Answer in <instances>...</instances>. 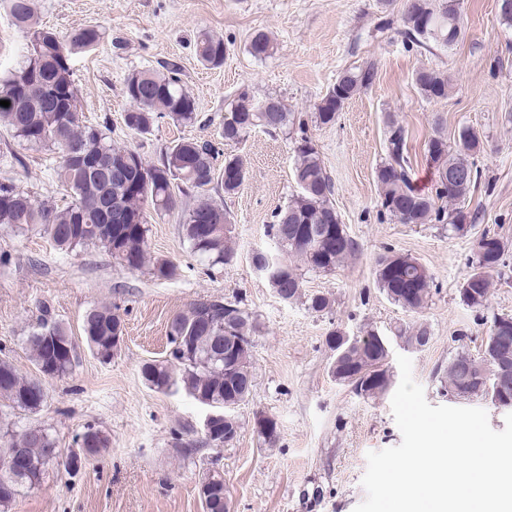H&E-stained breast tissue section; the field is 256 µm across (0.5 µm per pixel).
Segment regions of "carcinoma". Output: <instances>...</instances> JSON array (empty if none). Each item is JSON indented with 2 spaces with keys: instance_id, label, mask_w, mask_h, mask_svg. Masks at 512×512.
Wrapping results in <instances>:
<instances>
[{
  "instance_id": "cac0c4a2",
  "label": "carcinoma",
  "mask_w": 512,
  "mask_h": 512,
  "mask_svg": "<svg viewBox=\"0 0 512 512\" xmlns=\"http://www.w3.org/2000/svg\"><path fill=\"white\" fill-rule=\"evenodd\" d=\"M7 5L24 35L26 50L16 67L0 75V100L10 102L7 107L0 106V124L25 149L57 155L54 173L69 201L60 206L11 182H0V225L18 230L38 225L60 250L100 246L128 269L138 270L147 262L149 212L161 215L173 209L177 190L186 197L181 228L191 250L212 268L229 264L234 258L230 220L222 202L210 191L236 194L248 174L244 158L227 155L218 169L219 150L211 142L181 139L164 147L157 163L147 164L136 149L115 144L107 126L85 120L73 80V56L97 47L105 39L102 27L86 25L63 36L40 23L33 0H7ZM401 22L405 35L417 45L433 42L449 47L462 35L461 11L449 9L448 0H405ZM273 49V40L264 32L254 34L248 45L249 53L258 59L270 56ZM227 52L224 38L208 32L198 36L196 54L202 64L219 67ZM374 79L372 64L339 74L316 104L314 122L334 124L345 104L367 90ZM414 80L426 99L448 98L447 76L421 68ZM122 93L131 104L124 125L136 134L150 132L159 118L177 124H192L198 118L196 99L182 83L175 63L162 72H132ZM269 100L272 105L264 111L260 101L243 89L224 109L222 138L226 145L241 143L257 128L274 135L299 130L294 147L299 192L268 225L281 257L256 251L254 267L282 301L304 298L308 309L323 312L332 307L331 298L325 294L303 297L300 270L332 272L355 255L357 243L331 202L334 183L306 134L304 119L288 111L280 99L271 96ZM386 126L387 158L375 171L382 211L403 224L434 220L448 223L453 233L465 231L468 213L464 204L477 184L476 157L484 149L481 137L467 128L450 143L441 130H435L426 143L434 167L433 191L426 193L412 180L407 130L391 116ZM459 168L468 170L467 177L448 181V172ZM504 254L505 244L497 234L485 231L476 239L473 270L459 287L466 305L479 309L486 305L491 273L504 265ZM376 279L382 292L413 316L409 324L396 330L395 337L408 348L420 349L422 339L431 338L430 327L421 319L432 297L431 273L411 256L388 249L376 259ZM123 327L121 316L106 305L88 309L82 319L86 342L103 361L120 349L118 337L123 335ZM257 331L256 319L247 309L221 298L199 300L171 321L169 359L143 364L141 377L157 391L181 388L199 403L224 411L211 434L214 440L229 443L239 430L232 411L246 401L254 386L252 337ZM26 344L40 376H23L12 363L0 359V398L12 409L37 413L47 403L41 392L42 378L62 379L71 374L77 351L72 336L53 319L46 305L41 307L40 323L26 337ZM326 344L333 352L331 373L337 383L367 399L389 392L393 381L387 337L373 329H363L355 336L336 329L329 333ZM500 357L512 369V316L508 315L494 317L477 354L461 353L448 362L442 389L454 398L494 403L487 392L478 391L477 383L468 384L466 379L480 374L495 384L501 375ZM501 392L512 398L511 376L501 381ZM267 420L268 429L259 428L257 434L273 447L278 442V423L272 416ZM75 443L64 455L46 428H1L0 458L17 448L21 461L10 469L0 467V512H9L22 489L40 485L50 463L58 460L64 469L76 472L109 447L110 437L89 427ZM200 480L206 482V512H225L223 474L205 471Z\"/></svg>"
}]
</instances>
